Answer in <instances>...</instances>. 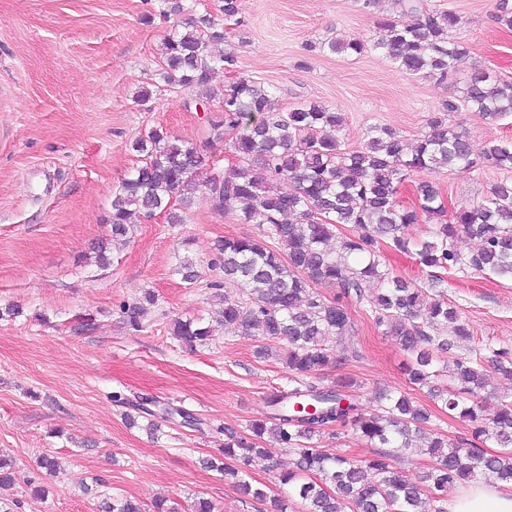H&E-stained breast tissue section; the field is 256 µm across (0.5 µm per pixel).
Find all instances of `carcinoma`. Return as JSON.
<instances>
[{"label":"carcinoma","mask_w":512,"mask_h":512,"mask_svg":"<svg viewBox=\"0 0 512 512\" xmlns=\"http://www.w3.org/2000/svg\"><path fill=\"white\" fill-rule=\"evenodd\" d=\"M168 3L170 12L187 11L190 18L163 42L159 76L165 85L205 86L220 71L236 72L233 53L211 51L212 44L224 41V26L208 6L202 0H192L189 7L182 0ZM398 5L402 13L415 16L414 23L382 17L369 41L329 40L310 45V51L345 56L378 51L404 73L447 79L467 54L452 36L459 17L430 9L425 0H398ZM461 103L495 121L512 112V82L477 69L461 91ZM344 123L343 113L315 102L281 112L265 86L244 76L224 86L212 126L235 162L206 181L205 196L212 211L257 224L260 235L216 241L212 266L237 285L241 296L220 297L207 320L177 317L170 331L191 348L206 344L221 326L238 336L277 339L280 349L261 346L256 354L284 363L288 388L267 399V412L251 423L249 433L224 429L221 454L202 465L223 474L242 496L263 501L265 491L248 477L254 459L267 455L259 446L267 437L296 455L293 469L280 474V482L288 486V497L301 501L304 512H344L348 504L352 512H447L450 484L479 477L512 484V452H507L512 447V393L496 395L498 408L491 415L485 413L482 396L488 370L512 379V347L469 346L473 334L456 307L445 301L448 282L438 275L469 268L512 281V179L494 184L482 201L458 206L445 222V205L433 182L417 184L414 206L400 204L398 193L414 174L473 172L484 162L512 173V141L491 140L476 147L442 115L430 119L429 131L409 152L398 132L386 125L372 126L361 148L346 150L335 136ZM132 150L142 161L113 195L107 223L114 239L127 236L137 218L159 214L169 224L183 223L181 209L198 192L195 176L204 165L195 146L161 127L138 136ZM422 222L430 224L428 238L414 242L405 229ZM341 224L353 225L356 233L331 250L327 242ZM463 233L480 242L469 255L454 245ZM383 245L415 253L419 265L429 269L428 288L383 269ZM176 271L186 283L198 279L188 256L180 258ZM374 283L379 288L370 296L368 286ZM319 286L332 289V297L318 292ZM155 303V294L147 291L122 304L123 321L142 330L147 307ZM363 303L381 333L411 354L410 383L435 385L448 373L449 383L438 398L448 415L469 422L471 437L454 441L426 428L427 412L405 393H379V408L366 414L351 395V380L323 384L322 372L336 358L359 357L350 307ZM449 325L450 336L443 333ZM456 344L465 345L466 352L453 360L452 368L437 369L439 356ZM125 404L151 417L145 427L150 433L160 430L161 420L193 419L182 408L148 398ZM347 426L381 452L359 459L328 455L315 445L314 438ZM489 444L505 452L487 454L483 447ZM414 453L434 459L416 483L401 474ZM16 479L15 459L0 454V488ZM100 509L145 512L131 496H106Z\"/></svg>","instance_id":"1"}]
</instances>
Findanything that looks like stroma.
Here are the masks:
<instances>
[{"mask_svg": "<svg viewBox=\"0 0 512 512\" xmlns=\"http://www.w3.org/2000/svg\"><path fill=\"white\" fill-rule=\"evenodd\" d=\"M455 12V37L468 53L445 80L421 79L384 57L320 55L307 46L330 39H371L378 18L406 22L396 0L366 11L361 0H239L218 48L234 52L237 70L273 89L279 109L315 101L338 109L343 148L363 146L375 124L396 129L415 145L428 121L446 112L450 125L475 145L512 140V113L492 122L460 104L472 71L512 80V29L495 20L497 0H427ZM183 22L167 0H0V453L18 465V480L0 496L16 512H99L101 493L153 504L168 499L191 512L201 498L214 512H265L230 482L199 464L224 445L223 428L246 433L267 398L287 388L279 362L257 358L258 341L217 332L188 348L171 336L176 317H207L216 294L238 296L212 268L214 244L254 235L257 225L212 211L196 193L180 224L157 216L111 245L101 269L82 256L109 236L107 218L119 182L137 164L132 140L154 127L193 143L205 157L200 179L229 160L208 118L221 109L228 74L204 87L169 88L159 79L163 39ZM151 93L138 100L141 90ZM504 173L435 175L446 204L480 202ZM190 255L200 277L181 281L176 259ZM151 290L141 331L123 323L121 303ZM447 298L478 344L512 345V282L470 270L448 276ZM360 357L325 370V381L350 377L365 413L379 390L404 391L431 414V427L450 439L469 437L427 389L409 383L408 355L375 328L365 307L352 308ZM152 397L198 420L163 425L157 438L128 426L127 405L114 394ZM250 474L269 495L288 498L279 481L294 456L267 443ZM56 457L59 474L40 469V454ZM44 486L45 497L32 494Z\"/></svg>", "mask_w": 512, "mask_h": 512, "instance_id": "stroma-1", "label": "stroma"}]
</instances>
